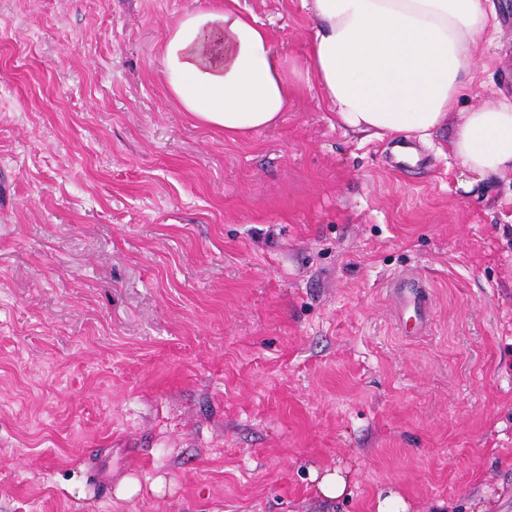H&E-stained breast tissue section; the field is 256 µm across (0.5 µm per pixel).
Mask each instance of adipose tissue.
Returning <instances> with one entry per match:
<instances>
[{
    "label": "adipose tissue",
    "mask_w": 512,
    "mask_h": 512,
    "mask_svg": "<svg viewBox=\"0 0 512 512\" xmlns=\"http://www.w3.org/2000/svg\"><path fill=\"white\" fill-rule=\"evenodd\" d=\"M200 0L160 44L168 99L226 139L276 126L299 92L271 33L236 7ZM317 25L305 69L341 126L426 138L469 89L487 0H311ZM453 145L468 172L512 166V100L458 113Z\"/></svg>",
    "instance_id": "obj_1"
}]
</instances>
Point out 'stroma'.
Returning <instances> with one entry per match:
<instances>
[{"label": "stroma", "mask_w": 512, "mask_h": 512, "mask_svg": "<svg viewBox=\"0 0 512 512\" xmlns=\"http://www.w3.org/2000/svg\"><path fill=\"white\" fill-rule=\"evenodd\" d=\"M196 2L0 0V512H512V168L340 127L306 0H238L301 92L225 139L164 88ZM488 7L459 112L512 99V0ZM127 475L171 486L115 499ZM394 293L398 297L403 306L413 304L414 308H418L424 313L426 300L424 296L423 286L420 280L414 275L404 276L398 279L394 284ZM309 476L311 482L315 484L317 494L325 499H339L349 489V476L340 469L322 472L317 468H311Z\"/></svg>", "instance_id": "1"}]
</instances>
